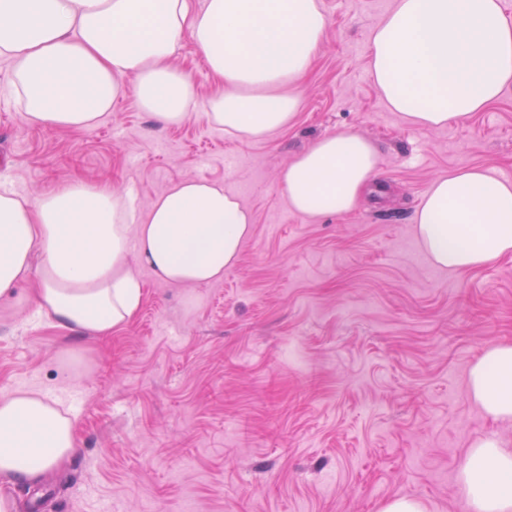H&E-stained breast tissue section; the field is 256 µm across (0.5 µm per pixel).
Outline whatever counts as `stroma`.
Here are the masks:
<instances>
[{
    "label": "stroma",
    "instance_id": "1",
    "mask_svg": "<svg viewBox=\"0 0 512 512\" xmlns=\"http://www.w3.org/2000/svg\"><path fill=\"white\" fill-rule=\"evenodd\" d=\"M393 0H321L323 41L288 128L244 140L204 109L178 126L133 94L78 132L0 103V176L22 196L73 178L131 195L223 184L254 216L223 279L192 288L136 272L142 300L112 336L76 337L34 306H0V393L38 389L74 412L79 447L47 484L0 477L18 512H380L419 498L467 512L458 474L484 415L466 377L512 343V255L433 266L413 216L431 182L480 166L512 180V87L466 120L421 129L369 77L368 40ZM365 136L377 176L349 212L288 206L279 173L318 138Z\"/></svg>",
    "mask_w": 512,
    "mask_h": 512
}]
</instances>
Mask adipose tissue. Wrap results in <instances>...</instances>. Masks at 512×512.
<instances>
[{"instance_id": "1", "label": "adipose tissue", "mask_w": 512, "mask_h": 512, "mask_svg": "<svg viewBox=\"0 0 512 512\" xmlns=\"http://www.w3.org/2000/svg\"><path fill=\"white\" fill-rule=\"evenodd\" d=\"M320 0H0V59L27 124L85 130L133 92L165 124L197 105L174 60L192 39L217 90L206 101L225 133L260 139L288 127L294 91L323 40ZM370 75L391 110L439 128L468 118L512 86V21L500 0H394L369 42ZM376 174L373 145L331 134L282 171L289 207L350 211ZM413 222L438 267L461 271L512 253V181L473 167L436 178ZM254 218L222 184L185 179L143 218L110 186L75 178L36 198L0 191V300L34 304L52 326L105 338L138 310L128 260L176 286L221 280ZM472 400L512 422V343L485 347L468 376ZM78 448L75 419L34 390L0 395V476L39 484ZM469 512H512V449L477 438L459 474Z\"/></svg>"}]
</instances>
